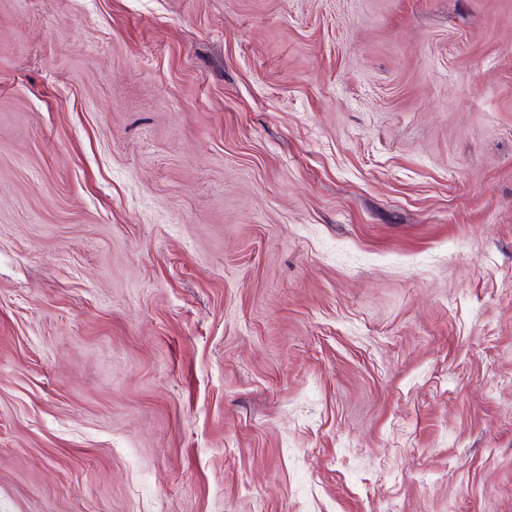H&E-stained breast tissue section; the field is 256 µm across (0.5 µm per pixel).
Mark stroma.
I'll return each mask as SVG.
<instances>
[{
    "instance_id": "obj_1",
    "label": "stroma",
    "mask_w": 512,
    "mask_h": 512,
    "mask_svg": "<svg viewBox=\"0 0 512 512\" xmlns=\"http://www.w3.org/2000/svg\"><path fill=\"white\" fill-rule=\"evenodd\" d=\"M0 512H512V0H0Z\"/></svg>"
}]
</instances>
